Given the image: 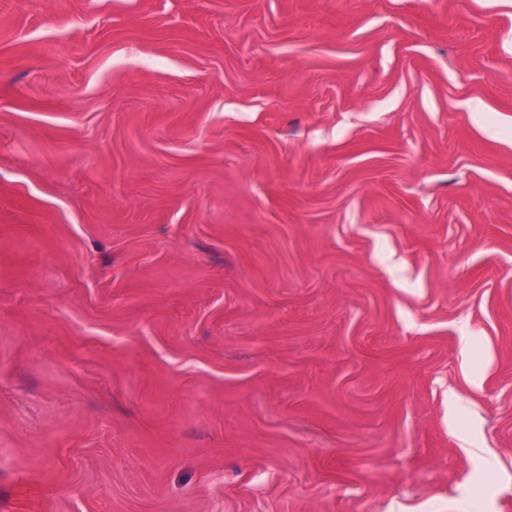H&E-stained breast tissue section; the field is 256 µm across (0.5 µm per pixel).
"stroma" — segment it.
Wrapping results in <instances>:
<instances>
[{
    "instance_id": "1",
    "label": "stroma",
    "mask_w": 512,
    "mask_h": 512,
    "mask_svg": "<svg viewBox=\"0 0 512 512\" xmlns=\"http://www.w3.org/2000/svg\"><path fill=\"white\" fill-rule=\"evenodd\" d=\"M0 512H512V0H0Z\"/></svg>"
}]
</instances>
